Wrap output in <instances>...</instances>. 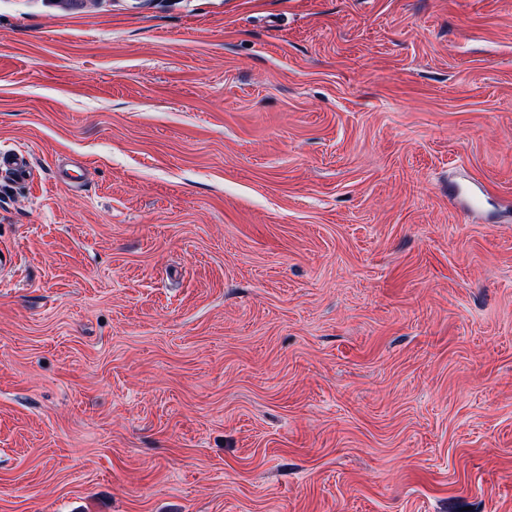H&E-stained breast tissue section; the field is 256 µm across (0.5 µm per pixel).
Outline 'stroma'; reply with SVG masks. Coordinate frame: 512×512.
<instances>
[{
	"instance_id": "1",
	"label": "stroma",
	"mask_w": 512,
	"mask_h": 512,
	"mask_svg": "<svg viewBox=\"0 0 512 512\" xmlns=\"http://www.w3.org/2000/svg\"><path fill=\"white\" fill-rule=\"evenodd\" d=\"M1 149L0 512H512V0H0ZM0 169L15 179L24 181L34 178V172L25 152L1 150Z\"/></svg>"
}]
</instances>
